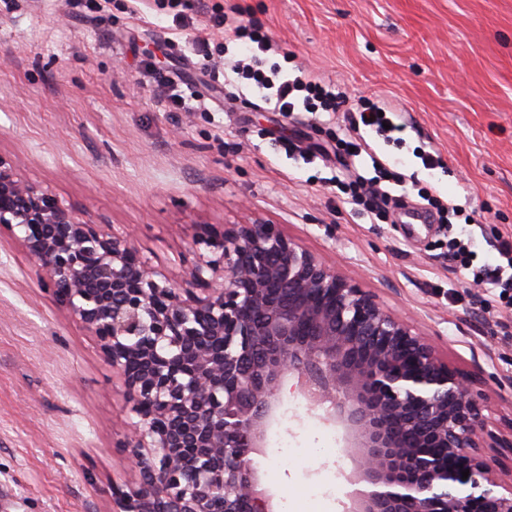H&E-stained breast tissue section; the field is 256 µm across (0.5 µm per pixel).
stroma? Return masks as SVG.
<instances>
[{
  "instance_id": "1",
  "label": "stroma",
  "mask_w": 512,
  "mask_h": 512,
  "mask_svg": "<svg viewBox=\"0 0 512 512\" xmlns=\"http://www.w3.org/2000/svg\"><path fill=\"white\" fill-rule=\"evenodd\" d=\"M236 4L273 44L261 68L290 60L345 87L352 105L396 106L405 130L366 133L400 204L372 222L340 200L333 163L311 144L355 140L343 113L256 108L223 96L224 36L195 0H0V158L96 224L134 236L152 267L180 279L205 225H281L326 265L429 336L512 422V310L467 286L449 233L479 222V262L512 239V0H209ZM191 16L175 29V15ZM208 40L202 56L195 42ZM177 80L187 106L160 99L145 73ZM303 140L289 149L288 138ZM436 152L440 167L419 156ZM463 206L453 228L405 224L420 194ZM259 457L277 512H340L353 459L339 429L298 394ZM128 414L89 333L46 293L25 250L0 236V512H110L112 454Z\"/></svg>"
}]
</instances>
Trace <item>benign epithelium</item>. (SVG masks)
I'll list each match as a JSON object with an SVG mask.
<instances>
[{"instance_id":"obj_1","label":"benign epithelium","mask_w":512,"mask_h":512,"mask_svg":"<svg viewBox=\"0 0 512 512\" xmlns=\"http://www.w3.org/2000/svg\"><path fill=\"white\" fill-rule=\"evenodd\" d=\"M92 336L136 421L116 445L139 484L112 512H275L254 456L286 418L288 378L345 431L343 512H512V449L486 394L428 337L277 224L201 233L175 283L0 158V231ZM469 470L467 479L462 471Z\"/></svg>"}]
</instances>
